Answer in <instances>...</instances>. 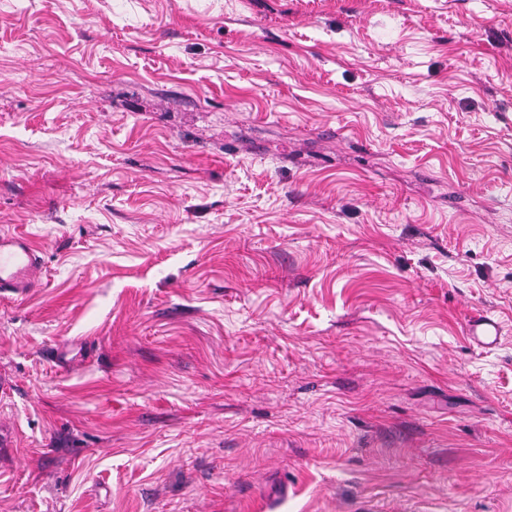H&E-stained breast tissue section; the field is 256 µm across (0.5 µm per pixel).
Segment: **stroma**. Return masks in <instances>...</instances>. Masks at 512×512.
Listing matches in <instances>:
<instances>
[{"label": "stroma", "instance_id": "stroma-1", "mask_svg": "<svg viewBox=\"0 0 512 512\" xmlns=\"http://www.w3.org/2000/svg\"><path fill=\"white\" fill-rule=\"evenodd\" d=\"M0 232V512H512V0H0ZM40 254L27 236L0 234V292L27 295L36 284ZM470 335L478 345L491 348L500 341L503 335V326L499 319L481 314L471 324Z\"/></svg>", "mask_w": 512, "mask_h": 512}]
</instances>
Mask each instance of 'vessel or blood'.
<instances>
[{
	"mask_svg": "<svg viewBox=\"0 0 512 512\" xmlns=\"http://www.w3.org/2000/svg\"><path fill=\"white\" fill-rule=\"evenodd\" d=\"M41 266V255L24 235L0 234V292L27 295L36 284L34 273ZM470 335L478 345L496 346L503 335L499 319L480 315L470 326Z\"/></svg>",
	"mask_w": 512,
	"mask_h": 512,
	"instance_id": "obj_1",
	"label": "vessel or blood"
}]
</instances>
